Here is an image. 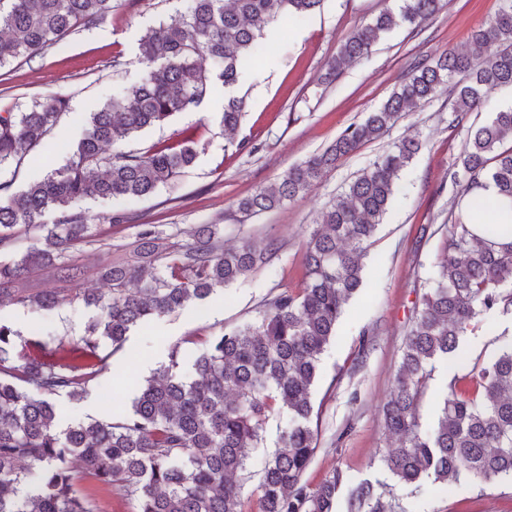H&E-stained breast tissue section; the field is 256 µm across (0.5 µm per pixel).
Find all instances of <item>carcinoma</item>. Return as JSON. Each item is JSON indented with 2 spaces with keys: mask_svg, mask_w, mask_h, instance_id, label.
<instances>
[{
  "mask_svg": "<svg viewBox=\"0 0 512 512\" xmlns=\"http://www.w3.org/2000/svg\"><path fill=\"white\" fill-rule=\"evenodd\" d=\"M116 0H0V66L33 56L65 36L96 24ZM322 0H192L190 9L141 39L147 72L136 85L91 113L83 137L66 162L0 199V302L52 309L82 299L99 315L84 333L46 352L38 338L24 339L0 322V512H96L79 485L85 480L115 487L137 501L136 512H246L236 477L269 421L287 412L281 446L264 467L256 489L257 512H334L347 482L341 471L311 489L302 477L316 449L312 427L313 388L325 346L349 298L363 285L366 244L396 193V180L421 148L415 138L393 143L323 209L303 252L302 287L264 300L257 318L207 340L206 351L186 380L178 373L181 346L168 365L141 386L131 410L117 420L77 422L61 430L53 401L86 393L91 369L106 363L99 339L117 348L128 332L150 320L208 298L214 291L267 264L276 249L244 241L224 246L219 224H198L174 250L159 233L136 236L134 263L109 261L99 276L104 297L32 290V274L48 271L59 282L79 280L72 250L96 241L93 225L72 204L82 200L134 198L167 185L191 167L194 140L144 153L120 150L138 133L197 106L213 82L233 87L243 64L259 48L271 23L309 14ZM443 0H402L352 32L328 65L325 81L368 56L391 30L416 26L438 13ZM482 56L443 54L417 62L374 112L349 125L321 153L294 165L279 183L237 204L247 216L267 212L309 190L341 158L382 136L402 116L443 89L454 95L455 119L489 104L490 94L512 87V0H500L495 17L472 34ZM216 67L208 69L205 61ZM68 99L51 96L20 112L0 113V167L21 163L42 146L67 111ZM244 102H224L221 122L235 130ZM511 146L504 147L505 143ZM463 179L448 216L447 256L433 285L421 297L404 342L401 362L382 408L386 429L398 446L385 457L405 484L430 479L452 483L463 475L485 482L512 476V344L486 365L449 384L437 426L421 423L420 403L433 362L453 357L475 318L512 306V242L493 238L512 223L484 224L472 232L469 198L495 186L512 199V108L490 113L467 130L458 157ZM55 214L46 224V213ZM38 234L35 245L16 249V229ZM350 512H390L374 485L351 489Z\"/></svg>",
  "mask_w": 512,
  "mask_h": 512,
  "instance_id": "carcinoma-1",
  "label": "carcinoma"
}]
</instances>
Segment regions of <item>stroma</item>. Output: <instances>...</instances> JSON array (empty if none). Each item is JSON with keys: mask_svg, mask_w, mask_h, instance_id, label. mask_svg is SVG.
I'll return each mask as SVG.
<instances>
[{"mask_svg": "<svg viewBox=\"0 0 512 512\" xmlns=\"http://www.w3.org/2000/svg\"><path fill=\"white\" fill-rule=\"evenodd\" d=\"M190 4L191 0H119L118 7L96 25L34 56L0 66V112H16L54 95L70 99L68 111L44 146L21 165L0 167V182L9 183L16 193L31 179L63 164L90 113L145 76L147 68L139 58L141 38L160 22L186 12ZM399 4L400 0H323L312 14L269 26L260 56L244 68L232 90L215 84L197 107L127 142L128 150L143 152L188 136L195 142L197 158L178 179L150 195L79 203V211L98 224L103 242L74 250V260L88 269L78 291L104 292L94 268L109 259L133 260L131 244L142 224L154 226L175 247L185 243L184 232L193 225L220 224L225 246L247 239L262 248L274 241L279 251L267 265L202 303L135 327L122 347L101 340L98 351L107 364L92 375L86 394L77 400L64 395L55 400L60 428L88 419L109 420L128 411L140 382L167 365L174 345L183 351L181 375L192 377L194 360L206 339L251 321L269 295L300 287L302 253L320 211L389 145L415 137L422 148L401 172L398 194L370 242L365 285L346 305L335 339L320 356L313 393L317 449L304 479L314 486L334 471H343L348 485L370 481L394 512H512L508 476L487 483L464 477L448 485L398 481L383 462L397 441L385 430L381 414L420 297L444 256L450 174L466 128L486 121L491 109L512 107V88L495 90L490 109L467 113L459 125L453 121V95L440 93L400 118L381 138L339 160L306 194L250 218L236 207L238 200L279 182L288 168L322 152L347 126L379 108L412 62L446 52H471L472 31L490 22L499 0H447L446 7L420 27L393 29L367 59L345 67L333 84L322 83L328 62L346 37L382 9ZM230 94L245 102L241 125L233 132L221 123L224 99ZM123 212L132 214L133 223L103 225V216ZM97 314V308L79 300L51 312L0 307L1 320L23 337L37 335L52 349L60 339L78 337ZM510 342L511 311L480 315L457 356L435 362L421 401L423 426L436 424L452 378L463 377L474 363L489 361ZM287 422L284 415L271 420L251 453L250 478L242 492L246 512L256 506L252 492L266 461L280 446Z\"/></svg>", "mask_w": 512, "mask_h": 512, "instance_id": "1", "label": "stroma"}]
</instances>
